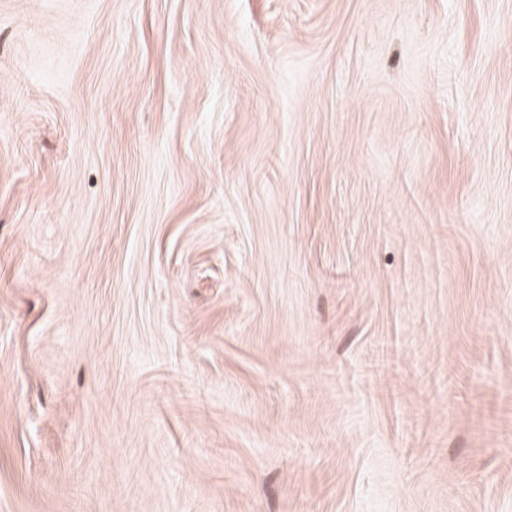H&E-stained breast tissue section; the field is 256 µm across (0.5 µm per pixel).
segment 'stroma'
Masks as SVG:
<instances>
[{
  "mask_svg": "<svg viewBox=\"0 0 512 512\" xmlns=\"http://www.w3.org/2000/svg\"><path fill=\"white\" fill-rule=\"evenodd\" d=\"M0 512H512V0H0Z\"/></svg>",
  "mask_w": 512,
  "mask_h": 512,
  "instance_id": "stroma-1",
  "label": "stroma"
}]
</instances>
